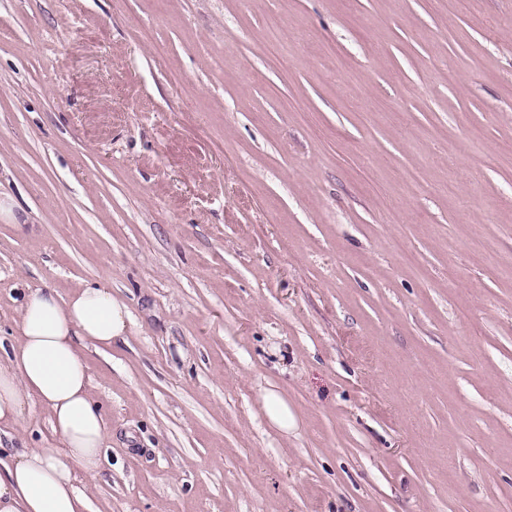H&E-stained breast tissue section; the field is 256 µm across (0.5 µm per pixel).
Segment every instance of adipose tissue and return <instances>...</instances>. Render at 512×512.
I'll return each mask as SVG.
<instances>
[{"mask_svg": "<svg viewBox=\"0 0 512 512\" xmlns=\"http://www.w3.org/2000/svg\"><path fill=\"white\" fill-rule=\"evenodd\" d=\"M131 326L127 304L106 286H81L66 298L23 288L15 336L0 340V427L20 426L38 402L58 444L11 449L0 469V512H84L75 474L99 469L108 431L79 348L112 347Z\"/></svg>", "mask_w": 512, "mask_h": 512, "instance_id": "1", "label": "adipose tissue"}]
</instances>
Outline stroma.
<instances>
[{
    "mask_svg": "<svg viewBox=\"0 0 512 512\" xmlns=\"http://www.w3.org/2000/svg\"><path fill=\"white\" fill-rule=\"evenodd\" d=\"M0 205L1 338L131 312L85 512H512V0H0ZM265 406L270 422L279 430L288 431L293 420L287 403L271 392L265 396Z\"/></svg>",
    "mask_w": 512,
    "mask_h": 512,
    "instance_id": "obj_1",
    "label": "stroma"
}]
</instances>
